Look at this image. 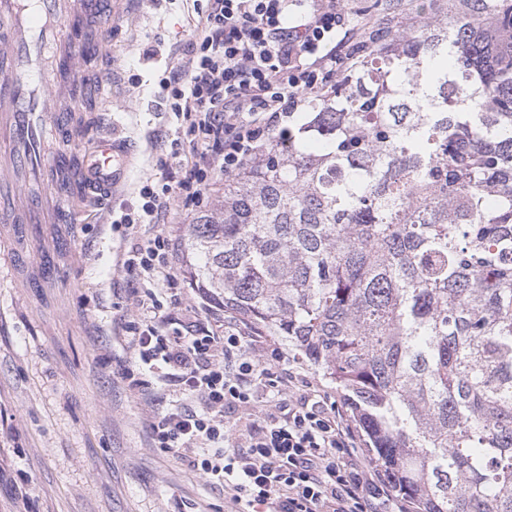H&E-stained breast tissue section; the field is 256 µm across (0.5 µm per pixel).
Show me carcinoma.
<instances>
[{"label":"carcinoma","mask_w":512,"mask_h":512,"mask_svg":"<svg viewBox=\"0 0 512 512\" xmlns=\"http://www.w3.org/2000/svg\"><path fill=\"white\" fill-rule=\"evenodd\" d=\"M352 53L186 277L336 385L412 512H512V0L390 5Z\"/></svg>","instance_id":"1"}]
</instances>
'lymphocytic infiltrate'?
Returning <instances> with one entry per match:
<instances>
[{
    "mask_svg": "<svg viewBox=\"0 0 512 512\" xmlns=\"http://www.w3.org/2000/svg\"><path fill=\"white\" fill-rule=\"evenodd\" d=\"M206 2L184 59L161 80L190 140L188 155L170 153L181 176L144 184L139 205L119 218L137 312L123 325L133 362L115 375L146 402H166L149 422L151 447L180 456L206 485L230 488L238 512H368L391 488L343 465L355 436L329 396L255 327L234 320L211 329L205 300L186 320L169 318L166 292L148 287L159 277L175 284L173 244L137 226L171 217L170 198L202 203L216 172L234 176L350 59L343 0Z\"/></svg>",
    "mask_w": 512,
    "mask_h": 512,
    "instance_id": "lymphocytic-infiltrate-1",
    "label": "lymphocytic infiltrate"
}]
</instances>
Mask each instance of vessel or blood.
Instances as JSON below:
<instances>
[{
  "instance_id": "obj_1",
  "label": "vessel or blood",
  "mask_w": 512,
  "mask_h": 512,
  "mask_svg": "<svg viewBox=\"0 0 512 512\" xmlns=\"http://www.w3.org/2000/svg\"><path fill=\"white\" fill-rule=\"evenodd\" d=\"M117 8V0H0V222L11 227L12 254L41 225L76 223L77 205L128 179L131 140L100 135L88 151L79 144L84 123L69 86L90 72L83 47L61 28L80 19L102 44ZM61 174L73 196L55 191Z\"/></svg>"
}]
</instances>
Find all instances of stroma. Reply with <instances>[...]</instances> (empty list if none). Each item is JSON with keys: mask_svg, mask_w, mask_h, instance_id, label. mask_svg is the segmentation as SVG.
<instances>
[{"mask_svg": "<svg viewBox=\"0 0 512 512\" xmlns=\"http://www.w3.org/2000/svg\"><path fill=\"white\" fill-rule=\"evenodd\" d=\"M96 57L112 87L107 122L136 145L126 186L81 224H48L29 242L58 241L56 272L34 288L0 271V512H234L230 490L202 483L186 461L149 445L157 407L114 377L121 318L134 305L112 215L169 172L157 135L178 124L160 81L187 47L204 0H122Z\"/></svg>", "mask_w": 512, "mask_h": 512, "instance_id": "stroma-1", "label": "stroma"}]
</instances>
